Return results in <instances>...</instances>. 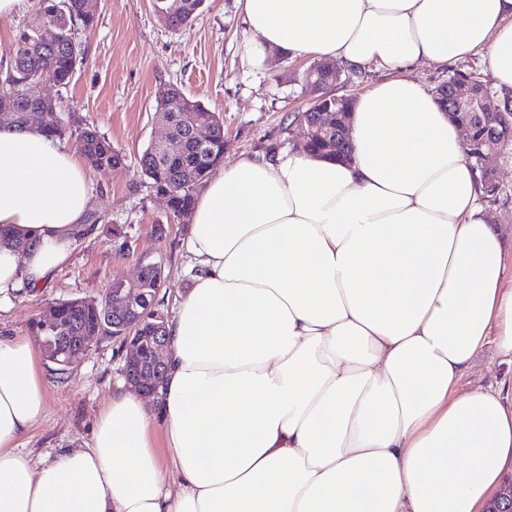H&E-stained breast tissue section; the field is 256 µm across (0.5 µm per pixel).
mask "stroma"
<instances>
[{
	"label": "stroma",
	"instance_id": "1",
	"mask_svg": "<svg viewBox=\"0 0 512 512\" xmlns=\"http://www.w3.org/2000/svg\"><path fill=\"white\" fill-rule=\"evenodd\" d=\"M96 22L76 28L80 62L68 87L51 83L34 94L61 97L57 117L70 128L90 127L120 150L119 168L91 170V229L74 245L68 262L43 287L0 296V337H33L32 322L47 306L73 298H98L117 278L136 280L142 265H161L164 284L158 308L173 315L195 272L188 249L189 227L174 221L164 198L142 187L139 158L164 133L156 93L178 86L187 96L219 112L224 121V163L260 158L271 151H296L302 131L289 115L308 108L312 97L296 81L308 55L269 56L263 67L248 64L251 32L239 0H204L196 18L172 29L157 17L151 0H95ZM492 81L484 53L443 66L424 61L410 71L426 88L453 71ZM501 188L491 216L512 235V153L497 165ZM120 338L95 339L65 372L42 361L46 407L23 450L34 460L53 459L64 448L92 442L97 417L112 392L123 387ZM512 383V364L486 348L463 379L465 387Z\"/></svg>",
	"mask_w": 512,
	"mask_h": 512
}]
</instances>
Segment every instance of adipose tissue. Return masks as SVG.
Masks as SVG:
<instances>
[{
    "instance_id": "adipose-tissue-1",
    "label": "adipose tissue",
    "mask_w": 512,
    "mask_h": 512,
    "mask_svg": "<svg viewBox=\"0 0 512 512\" xmlns=\"http://www.w3.org/2000/svg\"><path fill=\"white\" fill-rule=\"evenodd\" d=\"M250 65L275 49L393 71L356 100L353 153L224 168L196 197L200 270L167 326L153 408L129 390L91 446L35 464L40 360L0 338V512H483L512 460V239L464 137L408 70L485 53L512 89V0H240ZM81 156L0 131V295L50 281L85 232ZM512 364L501 361L492 345L488 346L475 360L474 365L463 379L465 388L492 386L499 388L511 385Z\"/></svg>"
}]
</instances>
